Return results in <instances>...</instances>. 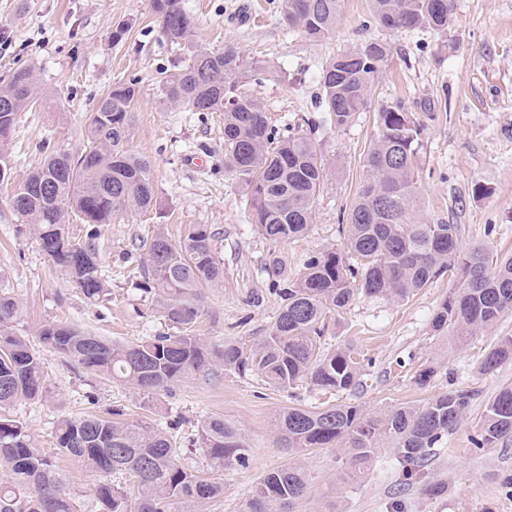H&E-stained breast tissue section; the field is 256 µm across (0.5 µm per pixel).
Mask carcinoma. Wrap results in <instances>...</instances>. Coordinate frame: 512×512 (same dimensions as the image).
Segmentation results:
<instances>
[{
  "mask_svg": "<svg viewBox=\"0 0 512 512\" xmlns=\"http://www.w3.org/2000/svg\"><path fill=\"white\" fill-rule=\"evenodd\" d=\"M161 33L173 44L194 28L182 0H152ZM373 18L384 28L448 31L455 0H370ZM343 0H280L281 20L313 40L332 33ZM388 48L370 43L337 55L320 73L326 110L343 129L367 105V96ZM235 49L195 50L185 69L163 81L165 99L188 112L224 113L225 169L242 183L253 224L271 240L304 236L325 182V167L312 137L297 128L286 137L270 126L265 105L244 91L247 71ZM33 68L13 72L0 85V148L10 141L19 112L36 101ZM136 84L112 87L87 117V146L74 155L50 149L37 168L16 180L0 156V184L12 185L10 202L31 226L42 251L63 268L84 296L106 294L95 246L70 235L74 215L84 224H110L128 209L147 210L155 197L150 162L126 147L134 122ZM377 133L363 159L364 179L347 212L349 255L327 249L308 256L299 275L279 289L283 305L268 336L246 351L224 341L210 343L193 333L201 316L204 290L220 283L224 267L216 234L191 224L178 243L163 232L143 243L145 280L161 313L179 332L126 344L109 342L69 324L41 328V342L87 370L108 375L151 394L215 365L242 376L257 372L283 390L306 382L321 391H351L363 385L361 363L348 348L323 341L328 315L360 298L406 301L448 275L456 282L431 318L434 332L452 327L462 339L490 326L512 310V254L482 244L465 245L457 224H429L421 217L419 159L422 126L410 112L383 107ZM21 313L12 297L0 295V405L34 399L44 388L40 357L14 332ZM512 360V336H502L484 355L488 373ZM472 400L454 388L424 405L396 408L383 416L355 405L311 410L290 407L275 418L283 447L301 453L336 447L352 453L358 468L370 463L379 441L393 440L403 475L424 467L431 449L448 438ZM512 437V387L487 407L476 448H494ZM59 453L82 461L105 477L119 475L126 485L101 482L96 496L106 512H128L127 490H137L136 512H203L224 496V483L202 479L185 468L180 449L163 428L148 422H120L110 416L62 418L55 426ZM200 448L210 468L247 464L238 430L221 416L200 430ZM0 462L11 481L0 484V512H77L63 475L51 458L32 444L26 426L0 416ZM307 489L304 472L288 466L267 473L252 492L248 512H288Z\"/></svg>",
  "mask_w": 512,
  "mask_h": 512,
  "instance_id": "obj_1",
  "label": "carcinoma"
}]
</instances>
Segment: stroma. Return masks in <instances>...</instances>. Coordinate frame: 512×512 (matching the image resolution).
<instances>
[{
    "label": "stroma",
    "mask_w": 512,
    "mask_h": 512,
    "mask_svg": "<svg viewBox=\"0 0 512 512\" xmlns=\"http://www.w3.org/2000/svg\"><path fill=\"white\" fill-rule=\"evenodd\" d=\"M276 0H183L195 27L190 41L174 45L161 36L151 0H0V31L13 45L0 54V79L31 66L39 78V102L18 115L8 145L15 175L35 167L44 146L81 153L86 119L97 99L119 82L136 80L134 122L128 149L150 160L155 201L115 223L97 227L94 245L106 271L107 291L87 299L67 272L42 251L28 225L0 187V294L20 302L15 331L41 358L45 388L0 413L24 422L35 447L54 454L55 425L64 417L122 413L173 425L182 463L209 475L197 439L202 423L218 415L235 426L249 450L243 467L224 470V496L205 512H245L255 485L268 472L289 465L308 479L291 512H512L499 478L512 473V439L495 448H474L490 401L512 386V361L480 372L483 355L500 337L512 335V314L477 330L463 344L435 333L431 317L453 286L440 277L404 301L365 299L330 315L332 347H350L370 361L366 386L334 395L302 383L290 390L259 374L218 371L190 375L146 394L132 385L89 371L46 347L40 327L64 323L111 342L128 343L174 327L144 290L143 241L165 231L179 241L187 225L206 224L218 238L224 279L204 293L194 328L207 340L251 348L267 336L282 306L267 273L280 257L289 274L326 248L343 251L342 216L363 179V157L375 134L377 112L399 105L421 123L424 150L419 186L423 216L432 224H457L466 244L512 250V0H455L447 34L388 30L369 21V0H344L335 30L312 42L288 29ZM125 28L113 42L116 28ZM390 52L374 75L368 105L339 129L321 103L318 74L332 58L372 42ZM236 48L245 61H261L284 77L248 81L244 89L262 101L280 132L298 126L311 133L327 179L314 206L308 234L291 241L261 235L245 207V189L224 168V119L218 112H187L168 103L162 78L178 73L195 47ZM436 370L429 386L416 372ZM471 389L468 411L447 440L432 449L423 470L405 479L391 441L379 444L378 460L351 479L349 456L337 448L295 455L277 440L276 414L289 406H360L383 415L422 405L450 387ZM78 512H104L96 497L99 477L82 462L56 456ZM444 484V496L425 495L426 484Z\"/></svg>",
    "instance_id": "35a3bbf8"
}]
</instances>
